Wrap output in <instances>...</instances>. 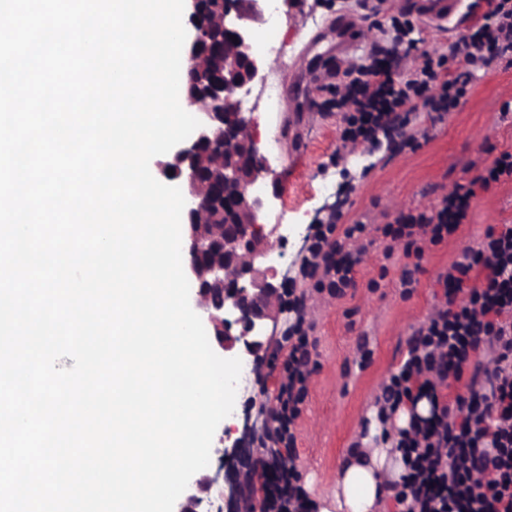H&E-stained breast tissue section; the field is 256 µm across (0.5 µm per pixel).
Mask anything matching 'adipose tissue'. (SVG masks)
<instances>
[{"mask_svg":"<svg viewBox=\"0 0 512 512\" xmlns=\"http://www.w3.org/2000/svg\"><path fill=\"white\" fill-rule=\"evenodd\" d=\"M400 457L389 449L372 448L343 467L336 486V512H376L378 486L385 472L399 473Z\"/></svg>","mask_w":512,"mask_h":512,"instance_id":"adipose-tissue-1","label":"adipose tissue"}]
</instances>
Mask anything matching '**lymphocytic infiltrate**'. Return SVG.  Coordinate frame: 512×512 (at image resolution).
<instances>
[{"mask_svg": "<svg viewBox=\"0 0 512 512\" xmlns=\"http://www.w3.org/2000/svg\"><path fill=\"white\" fill-rule=\"evenodd\" d=\"M458 67L441 79L442 62L417 40L397 30L377 56L346 68L343 92L334 105L348 112L341 139L376 142L414 106L445 116L455 110L472 82L476 63H512V0L490 5L453 44ZM512 180V154L456 184L436 208L398 214L382 233L400 242L410 260L402 286L413 290L426 243H439L464 224L477 190ZM337 216L319 225L301 265L313 290L344 296L355 285L365 248L346 249L365 225L338 226ZM443 292L430 317L414 327L397 370L377 398L381 423L406 412V426L383 432L402 456L404 470L385 488L400 512H512V224L489 226L477 246L461 249L439 273ZM310 291L287 308L294 318L277 380L276 411L262 445L279 458H294L295 424L315 369L309 335ZM429 412L419 415L420 402Z\"/></svg>", "mask_w": 512, "mask_h": 512, "instance_id": "lymphocytic-infiltrate-1", "label": "lymphocytic infiltrate"}]
</instances>
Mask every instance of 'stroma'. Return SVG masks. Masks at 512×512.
Here are the masks:
<instances>
[{
  "instance_id": "35a3bbf8",
  "label": "stroma",
  "mask_w": 512,
  "mask_h": 512,
  "mask_svg": "<svg viewBox=\"0 0 512 512\" xmlns=\"http://www.w3.org/2000/svg\"><path fill=\"white\" fill-rule=\"evenodd\" d=\"M411 2L387 0L385 10L375 15L360 0H303L291 15L280 17L283 54L272 59L267 71L280 105L273 112H254L261 146L280 175L279 198L266 217L270 239L284 255L279 281L303 289L299 258L332 208H340L341 223L370 227V246L356 268L355 288L339 299L316 298L312 309L317 367L294 433L300 483L318 508L336 490L351 441L364 430L376 433V400L400 361L411 326L432 311L440 292L438 274L461 248L477 244L487 226L512 224V183L478 191L459 233L426 245L419 283L408 296L400 288L405 260L398 252L385 258L387 241L378 231L397 212L437 204L466 178L470 163L485 167L502 153H512V65L476 66L460 105L443 121L429 112L410 113L405 131L416 136L413 147L384 138L373 146L342 148L343 113L309 108L310 102L334 97L316 60L338 55L343 40L336 19L349 11L360 19L356 58H365L384 34L401 25L412 28L434 56L445 57L443 76L453 74L457 62L447 56L450 38L429 28ZM363 338L373 352L365 368L357 353Z\"/></svg>"
}]
</instances>
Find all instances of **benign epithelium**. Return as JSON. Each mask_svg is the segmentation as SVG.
Listing matches in <instances>:
<instances>
[{
  "label": "benign epithelium",
  "instance_id": "obj_1",
  "mask_svg": "<svg viewBox=\"0 0 512 512\" xmlns=\"http://www.w3.org/2000/svg\"><path fill=\"white\" fill-rule=\"evenodd\" d=\"M193 21L187 49L191 70L206 75L200 91L186 94L201 126L190 141L169 152L160 174L180 187L186 241L191 253L185 273L202 322L219 355L241 351L267 375L270 367L267 322L283 294L276 273L261 259L273 251L261 222L270 198L277 197V171L262 153L253 113L240 109L237 94L262 80L268 59L253 48V34L265 22L268 0H185ZM267 191L258 194L253 186ZM260 433L244 413L242 435L220 438L223 476L203 475L189 487L176 512H200L218 479L224 480V512H277L268 476L279 461L256 448Z\"/></svg>",
  "mask_w": 512,
  "mask_h": 512
}]
</instances>
